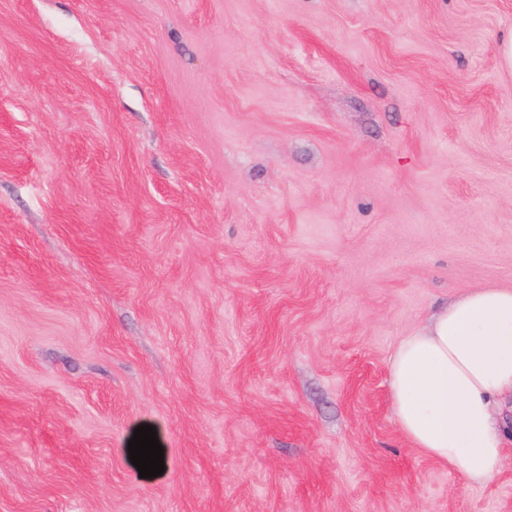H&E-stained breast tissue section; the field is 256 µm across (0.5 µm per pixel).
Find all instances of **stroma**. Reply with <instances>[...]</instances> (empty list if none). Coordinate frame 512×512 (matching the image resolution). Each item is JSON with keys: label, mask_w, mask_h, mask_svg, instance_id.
<instances>
[{"label": "stroma", "mask_w": 512, "mask_h": 512, "mask_svg": "<svg viewBox=\"0 0 512 512\" xmlns=\"http://www.w3.org/2000/svg\"><path fill=\"white\" fill-rule=\"evenodd\" d=\"M512 0H0V512H512L393 413L512 289ZM155 427L165 470L126 448Z\"/></svg>", "instance_id": "obj_1"}]
</instances>
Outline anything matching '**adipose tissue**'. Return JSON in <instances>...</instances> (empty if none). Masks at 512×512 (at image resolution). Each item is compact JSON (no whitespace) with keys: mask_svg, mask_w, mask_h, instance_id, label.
I'll return each instance as SVG.
<instances>
[{"mask_svg":"<svg viewBox=\"0 0 512 512\" xmlns=\"http://www.w3.org/2000/svg\"><path fill=\"white\" fill-rule=\"evenodd\" d=\"M389 385L414 447L469 480L491 479L506 453L496 407L512 395V289L466 292L404 337Z\"/></svg>","mask_w":512,"mask_h":512,"instance_id":"obj_1","label":"adipose tissue"}]
</instances>
